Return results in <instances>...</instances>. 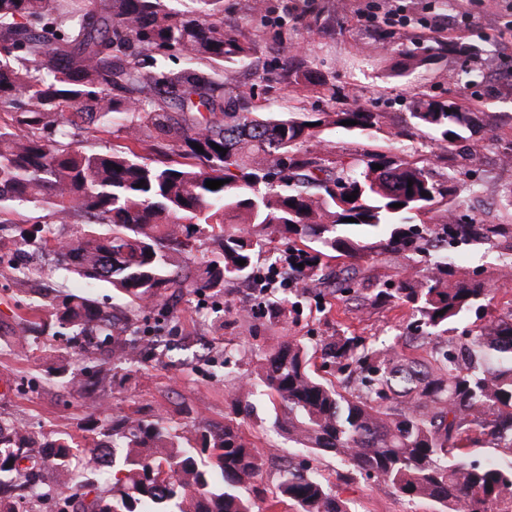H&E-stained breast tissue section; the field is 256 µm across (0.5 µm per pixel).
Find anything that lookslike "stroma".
<instances>
[{
	"label": "stroma",
	"mask_w": 512,
	"mask_h": 512,
	"mask_svg": "<svg viewBox=\"0 0 512 512\" xmlns=\"http://www.w3.org/2000/svg\"><path fill=\"white\" fill-rule=\"evenodd\" d=\"M367 0H224L225 18L238 25L242 40L255 42L257 51L245 65L224 68L225 88L246 87L252 111L261 113L329 112L336 107L361 104L385 113L389 126L401 123L412 111L418 96L457 101L470 112L475 126L468 143L479 151L477 169L481 190L477 207L483 219L512 224V209L501 197L512 187V166H502L500 153L512 143V0H397L407 13L423 14L425 8L448 14L459 24L457 40L471 45L468 61L436 51L438 39L417 29L361 26L358 16ZM301 46L303 68L318 72L326 89L299 90L289 85L272 60L289 47ZM423 58V66L398 77L394 68L405 59ZM472 81H465L464 71ZM322 147L347 158L364 150L404 155L437 156L436 171L447 176L460 160H440V146L430 130H410L395 138L387 129L372 137L353 130L329 127L320 134ZM457 265L477 272L496 294L493 314L512 304V277H504L497 253L468 246ZM13 274L8 263L0 264V415L46 436L67 432L82 436L89 425L85 394L75 387L52 382L48 368L54 355H65L80 368L81 353L60 339H48L23 352L9 348L18 334L28 307L36 295H17L8 282ZM282 301L283 315L270 320L263 313L265 298ZM150 311H166V334L185 339L191 347L172 349L148 359L104 398L103 418L132 415L164 417L177 428L197 421L220 428L231 398L242 392L268 348L297 339L311 350L341 328L376 341H394L411 318L405 308L370 309L349 313L332 296L316 291L274 288L267 296L249 293L246 283L227 285L221 294L188 295L173 306L151 303ZM254 412L243 431L264 456L271 449L293 455L296 461L322 474L354 512H435L428 501L410 502L391 489L376 487L358 476H346L334 456L292 448L287 437L273 427L274 413L268 400L253 398Z\"/></svg>",
	"instance_id": "stroma-1"
}]
</instances>
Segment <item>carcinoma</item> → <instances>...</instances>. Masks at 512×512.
<instances>
[{"label": "carcinoma", "instance_id": "1", "mask_svg": "<svg viewBox=\"0 0 512 512\" xmlns=\"http://www.w3.org/2000/svg\"><path fill=\"white\" fill-rule=\"evenodd\" d=\"M170 2L0 0V111L13 120L0 124V222L30 206L73 225L52 248L40 229L19 226L17 244L38 246L55 270L89 287L111 285L134 310L247 278L273 236L348 259L303 278L345 305L411 310L412 341L399 349L337 334L321 348L323 363L346 374L337 384L317 374L301 342L273 347L257 380L275 427L411 502L436 503L439 512H512V310L454 336L472 310L494 301L478 274L438 258L425 273L374 284L359 264L386 253L428 254L441 241L489 244L509 270L512 224L454 217V176L436 179L427 158L367 151L346 162L316 148L322 129L343 121L380 130L382 112L267 115L245 105L244 90L224 99V64L246 60L256 44L224 19V0H193L190 10ZM176 53L188 68L158 65ZM283 68L298 87L322 85L294 54ZM118 120L123 149L83 146L85 135L108 133ZM470 120L452 100H420L408 113L411 126L434 131L450 153ZM207 180L225 184L210 189ZM352 193L356 199L345 200ZM439 208L441 223H411ZM202 238L217 245L216 258L198 256ZM36 309L49 317L24 320L13 344L25 349L45 336L88 344V366L75 372L59 356L53 371L88 391L93 414L100 394L124 380L119 365L171 348L162 315L145 338L118 329L112 308L88 294L60 291ZM250 415L234 399L223 427L194 423L186 435L161 418L121 416L94 422L82 441L18 433L0 417V512L52 493L63 503L58 512H252L241 488L260 475L263 459L242 432ZM21 457L51 468L52 483L20 471ZM284 503L292 512H350L327 480L299 464L282 471L269 508Z\"/></svg>", "mask_w": 512, "mask_h": 512}]
</instances>
